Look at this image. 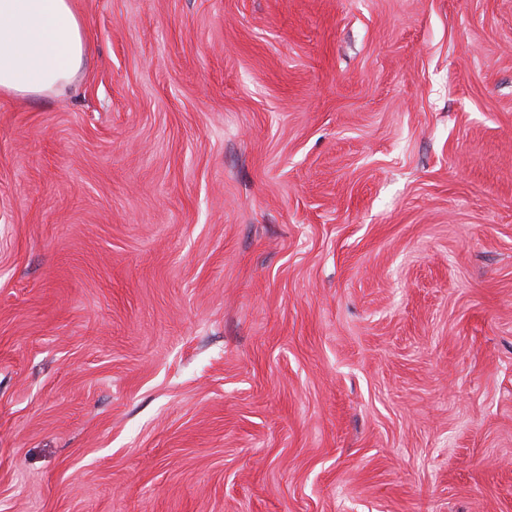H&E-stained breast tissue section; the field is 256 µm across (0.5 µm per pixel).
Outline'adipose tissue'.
Returning a JSON list of instances; mask_svg holds the SVG:
<instances>
[{
  "instance_id": "1",
  "label": "adipose tissue",
  "mask_w": 512,
  "mask_h": 512,
  "mask_svg": "<svg viewBox=\"0 0 512 512\" xmlns=\"http://www.w3.org/2000/svg\"><path fill=\"white\" fill-rule=\"evenodd\" d=\"M85 46L72 0H0V95L65 93L82 69Z\"/></svg>"
}]
</instances>
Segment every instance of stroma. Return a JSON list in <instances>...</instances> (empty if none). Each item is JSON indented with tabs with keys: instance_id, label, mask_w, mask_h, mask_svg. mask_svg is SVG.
<instances>
[{
	"instance_id": "35a3bbf8",
	"label": "stroma",
	"mask_w": 512,
	"mask_h": 512,
	"mask_svg": "<svg viewBox=\"0 0 512 512\" xmlns=\"http://www.w3.org/2000/svg\"><path fill=\"white\" fill-rule=\"evenodd\" d=\"M0 95V512H512V0H74ZM85 46L72 0H0V95L65 93L82 69Z\"/></svg>"
}]
</instances>
